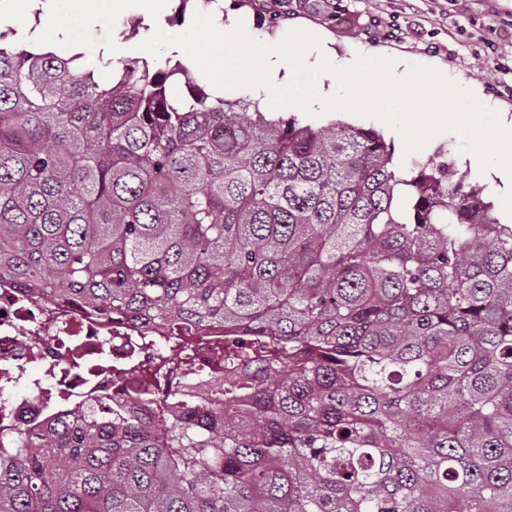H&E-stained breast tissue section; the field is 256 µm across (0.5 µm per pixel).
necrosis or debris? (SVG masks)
Returning <instances> with one entry per match:
<instances>
[{"mask_svg":"<svg viewBox=\"0 0 512 512\" xmlns=\"http://www.w3.org/2000/svg\"><path fill=\"white\" fill-rule=\"evenodd\" d=\"M220 329L209 336L162 334V346L191 355L199 366L192 382L181 376L178 360H161L159 350L126 337L120 325L80 305H64L47 298L23 300L8 286H0V389L27 380L29 399L0 410V444L31 422L61 411L81 412L90 403L113 395L112 380L92 375L88 365L99 356L122 358L136 354L142 370H162L160 392L205 388L209 338L223 337ZM39 365L31 376V365Z\"/></svg>","mask_w":512,"mask_h":512,"instance_id":"4bbe7bcc","label":"necrosis or debris"}]
</instances>
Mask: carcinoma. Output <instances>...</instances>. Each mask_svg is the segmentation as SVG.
Returning a JSON list of instances; mask_svg holds the SVG:
<instances>
[{
    "instance_id": "carcinoma-1",
    "label": "carcinoma",
    "mask_w": 512,
    "mask_h": 512,
    "mask_svg": "<svg viewBox=\"0 0 512 512\" xmlns=\"http://www.w3.org/2000/svg\"><path fill=\"white\" fill-rule=\"evenodd\" d=\"M0 30V282L204 335L0 449V512H512V222L372 127H316ZM112 69L101 84L97 71Z\"/></svg>"
}]
</instances>
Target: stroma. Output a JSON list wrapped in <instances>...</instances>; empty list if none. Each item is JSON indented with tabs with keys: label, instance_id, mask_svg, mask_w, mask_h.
Here are the masks:
<instances>
[{
	"label": "stroma",
	"instance_id": "35a3bbf8",
	"mask_svg": "<svg viewBox=\"0 0 512 512\" xmlns=\"http://www.w3.org/2000/svg\"><path fill=\"white\" fill-rule=\"evenodd\" d=\"M180 7L181 0H168L167 11L150 21L134 8L101 21L94 34L119 58L160 63L174 47L180 57H188L195 44L213 39L215 31L201 10L177 24ZM224 10L246 17L253 51L281 42L296 53L320 34L335 49L337 65L381 51L409 64L431 66L512 120V0H421L415 11L405 0H224ZM334 119L382 131L403 166L435 156L469 172L471 182L484 186L499 216L512 218V180L501 169L475 166L472 154L460 152L457 136H435L409 154L401 135L378 119L345 111L309 117L319 125Z\"/></svg>",
	"mask_w": 512,
	"mask_h": 512
}]
</instances>
